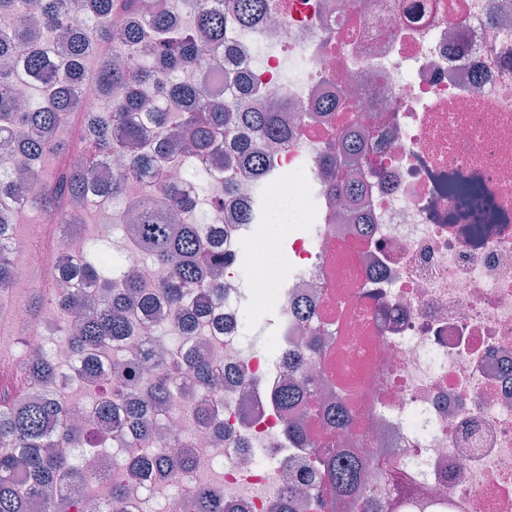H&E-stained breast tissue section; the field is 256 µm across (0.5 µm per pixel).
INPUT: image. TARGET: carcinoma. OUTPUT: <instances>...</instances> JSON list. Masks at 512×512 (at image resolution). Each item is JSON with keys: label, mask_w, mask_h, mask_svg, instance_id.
Listing matches in <instances>:
<instances>
[{"label": "carcinoma", "mask_w": 512, "mask_h": 512, "mask_svg": "<svg viewBox=\"0 0 512 512\" xmlns=\"http://www.w3.org/2000/svg\"><path fill=\"white\" fill-rule=\"evenodd\" d=\"M268 0H179L190 26L178 28L168 13L146 16L145 0H0V152H14L29 166L41 189L30 187L0 171V203L12 199L57 224L78 225L86 210L69 212L64 203L81 204L97 193L99 204L124 200L123 236L130 248L164 271L153 287L121 272V254L110 247V235L95 239L86 254L60 275L66 288L27 303L35 316L47 307L58 312L56 341L66 344L76 362L85 363L86 389L98 394L87 408L81 434L69 424V407L58 396L20 400L0 390V512H28L31 493L46 494L44 512H70L64 489L78 473L75 453H93L103 437L118 448H135L154 433L156 414L167 409L178 380L201 395L197 417L212 422L207 399L216 393L220 371L199 352L175 350L156 355L145 343L129 361L121 387L100 382L94 362L112 349V343L141 335L138 320L156 313L159 302L175 311L174 330L190 336L196 323L223 301L224 231L210 227L212 216L224 209V197L233 194L220 186L210 196V213L198 208L180 182H164V173L180 167L191 148L197 162L217 151L226 135L245 127L256 137L282 139L288 130L279 113L263 109L224 108L201 90L180 80L179 74L224 57V34L230 22L249 24L267 13ZM121 11L138 20L123 30L129 53L122 63L112 61L110 47L117 35L107 20ZM98 60L94 81L108 108L88 115L77 138L62 120L77 109L82 76L89 57ZM37 79L38 101L21 107L11 91L14 75ZM164 95L146 107L144 90L153 86ZM224 163L237 164L257 181L266 174V161L249 139L233 142ZM125 156V166L107 181L93 182L90 165L99 157ZM325 164L338 195L353 191L340 176L341 161L334 155ZM132 178H147L153 188L144 198L127 195ZM468 215H479V199L468 188L452 187ZM14 224L13 213L0 206V289L16 280L17 271L3 253V243ZM25 383L45 385L59 378L56 363L33 351L20 365ZM329 487L347 495L366 482L369 466L341 451L321 458ZM188 456L150 454L133 461L120 477H111L112 498L123 497L128 483L144 471L161 476L190 467ZM197 512H232L207 493L199 495ZM403 512H458L450 501L405 503Z\"/></svg>", "instance_id": "carcinoma-1"}]
</instances>
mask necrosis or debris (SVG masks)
Returning <instances> with one entry per match:
<instances>
[{"label":"necrosis or debris","instance_id":"obj_1","mask_svg":"<svg viewBox=\"0 0 512 512\" xmlns=\"http://www.w3.org/2000/svg\"><path fill=\"white\" fill-rule=\"evenodd\" d=\"M260 24L228 28L223 70L187 79L229 101V76L280 102L287 142L267 152L264 194L236 166L209 164L204 183L235 182L260 199L262 218L238 223L225 205L223 325L203 322L194 346L224 366L221 425L197 423L196 391L182 387L163 418L194 469L131 484L128 512L164 497L163 512H194L196 492L220 471L217 492L235 512H270L300 489L314 452L339 448L375 467L348 497L318 484L294 512H393L404 497L448 498L463 512H512V0H271ZM367 136L355 171L362 220L340 223L325 182L326 153L351 127ZM492 198L482 224L449 220L448 185ZM285 230L273 232L280 211ZM80 231L52 225L43 281L79 252ZM287 265L275 281L241 268ZM275 317L263 347L246 349L244 322ZM54 309L28 347L51 342ZM53 353L73 385L74 360ZM307 379L308 406L285 411L286 384ZM349 413L330 428L331 403ZM295 421L305 443L289 439ZM159 443L96 456L71 512L109 505L110 476Z\"/></svg>","mask_w":512,"mask_h":512}]
</instances>
